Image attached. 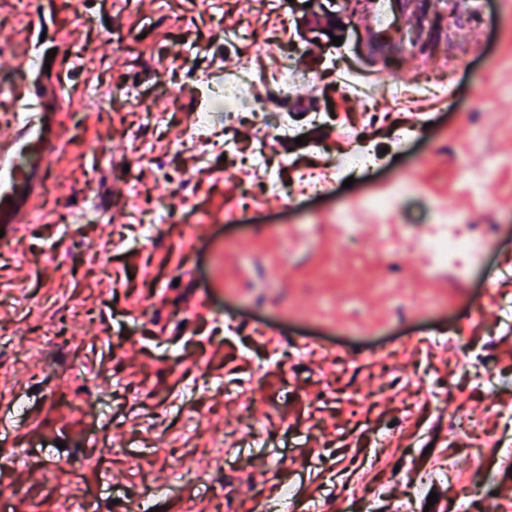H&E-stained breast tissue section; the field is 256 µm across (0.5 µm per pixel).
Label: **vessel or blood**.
Returning <instances> with one entry per match:
<instances>
[{
    "label": "vessel or blood",
    "mask_w": 512,
    "mask_h": 512,
    "mask_svg": "<svg viewBox=\"0 0 512 512\" xmlns=\"http://www.w3.org/2000/svg\"><path fill=\"white\" fill-rule=\"evenodd\" d=\"M408 24V17L394 18L392 0H371L361 20L375 45H384L394 22ZM11 98L20 103L14 113L15 134L0 138V225L23 223L29 213L32 196L49 173L48 160L59 137L55 129V113L35 108L38 95L25 80H17Z\"/></svg>",
    "instance_id": "b4317fda"
}]
</instances>
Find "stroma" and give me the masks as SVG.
<instances>
[{"mask_svg": "<svg viewBox=\"0 0 512 512\" xmlns=\"http://www.w3.org/2000/svg\"><path fill=\"white\" fill-rule=\"evenodd\" d=\"M401 3L423 14L418 40L375 50L345 15L316 32L319 0H37L29 15L0 0V114L18 63L51 50L55 72L27 81L47 111L67 103L69 137L50 193L0 249L7 512H60L67 483L102 512H135L149 488L158 512H253L285 483L293 512H512V20L499 0L474 14L456 0ZM246 29L253 39L239 40ZM336 36L346 71L372 74L369 103L335 86ZM310 40L322 48L295 67L288 117L329 120L302 146L270 138L272 112L234 136L266 141L297 189L354 131L382 167L284 211L260 191L265 168L185 137L197 106L186 74L246 60L251 95L267 97L285 54ZM428 74L450 75L453 93L440 99ZM143 106L160 127L135 144ZM400 126L416 129L402 151ZM408 174L416 191L397 223L420 229L444 212L498 226L472 288L426 279L417 251L384 277L388 218L365 201ZM343 209L359 235L340 248ZM292 224L322 231L290 248ZM49 249L64 262L46 263ZM62 292L88 315L51 355L42 328ZM73 368L95 373L92 392L68 381ZM460 417L472 431L449 429ZM97 438L107 460L92 470L81 458Z\"/></svg>", "mask_w": 512, "mask_h": 512, "instance_id": "stroma-1", "label": "stroma"}]
</instances>
